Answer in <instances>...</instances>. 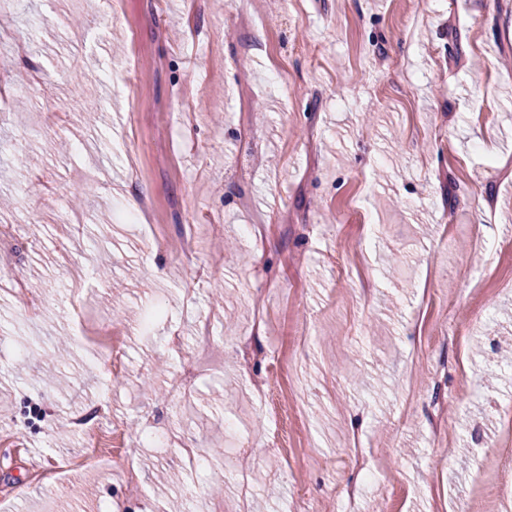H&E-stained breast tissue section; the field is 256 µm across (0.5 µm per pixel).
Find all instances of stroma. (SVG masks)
Returning <instances> with one entry per match:
<instances>
[{
    "mask_svg": "<svg viewBox=\"0 0 512 512\" xmlns=\"http://www.w3.org/2000/svg\"><path fill=\"white\" fill-rule=\"evenodd\" d=\"M252 2V25L232 0L0 15L39 62L0 68V225L19 229L0 272V502L236 512L243 479L249 512H500L512 0ZM144 200L153 223L123 219ZM201 318L210 358L169 397ZM110 324L127 333L118 369ZM102 402L111 420L73 427ZM239 447L246 467L226 470Z\"/></svg>",
    "mask_w": 512,
    "mask_h": 512,
    "instance_id": "obj_1",
    "label": "stroma"
}]
</instances>
